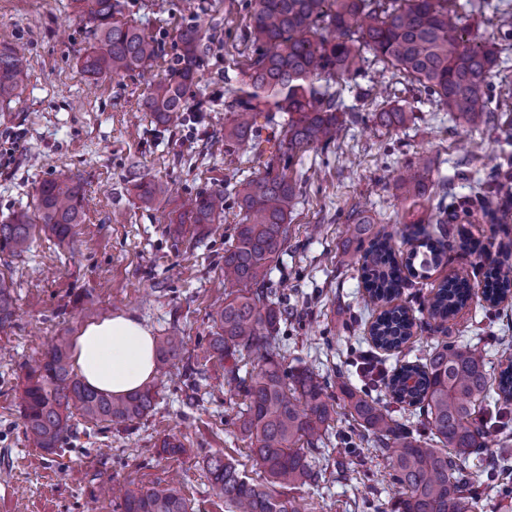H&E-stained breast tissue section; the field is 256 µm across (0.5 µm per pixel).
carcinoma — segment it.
I'll list each match as a JSON object with an SVG mask.
<instances>
[{
	"mask_svg": "<svg viewBox=\"0 0 512 512\" xmlns=\"http://www.w3.org/2000/svg\"><path fill=\"white\" fill-rule=\"evenodd\" d=\"M97 39L82 59L94 79L123 77L151 70L161 58L159 44L123 19L121 0H77ZM253 23L246 39L252 51L236 83L225 89L224 146L250 144L267 156L264 173L236 182L234 205L242 214L232 241L224 247V299L216 312L206 353L230 363L224 368L228 392L242 397L236 422L249 441V459L263 482L249 479L240 463L221 452L206 459L213 487L224 496L228 512H301L281 489L317 484L323 471L312 452L328 447L338 414L327 380L309 369H288L279 344L280 323L288 318L277 289L269 287L271 264L288 243V216L298 198V184L287 170L294 158L310 149L343 138L347 120L341 87L364 72V65L383 64L378 83L394 70L407 76L420 93L467 130L490 120L486 87L502 49L490 35H478L462 24L459 8L471 16L492 10L500 27H512V7L491 0H249ZM178 53L168 77L150 86L140 110L153 121L173 127L184 120L189 100L199 86L203 56L208 49L199 26L176 34ZM28 59L21 47L0 48V103L22 91ZM376 124L397 130L415 119L412 108L398 101L374 114ZM274 135L261 137L263 125ZM430 168L411 166L392 179L393 189L406 198L433 194ZM144 204L168 198L165 183L145 175L133 184ZM225 192L200 193L188 202L193 224H213L224 217ZM81 183L63 172L43 181L34 213L21 211L0 224V253L21 256L30 249L32 229L68 243L83 221ZM346 225L344 255L360 266L370 299L386 308L372 322L373 346L399 351L414 333H440L424 356L400 366L381 379L384 397L373 398L340 385L350 419L347 435L336 447L344 451L377 448L398 486L392 512H479L484 491L470 471V458L483 453L491 421L505 417L512 403V342L501 340L498 375L487 369L484 349L477 343L448 336V319L475 294L465 276L442 281L424 298L414 315L409 306L395 305L406 285L403 273L424 276L442 262L446 250L467 249L444 240L448 211L430 210L419 224H434L440 238L418 242L405 260L394 249L395 233L376 227L363 210H354ZM419 269H414V260ZM512 296V253L483 272L481 297L495 307ZM13 316L10 289L0 280V326ZM68 336L54 337L43 360L29 367L22 396L26 436L49 454L73 435L72 410L96 422L123 424L141 419L156 405L153 383L121 395L88 386L75 372ZM258 367L241 372L252 355ZM181 356L177 336L156 340V365L162 370ZM419 409L413 423L402 415ZM122 512H189L186 498L170 485L126 490Z\"/></svg>",
	"mask_w": 512,
	"mask_h": 512,
	"instance_id": "cac0c4a2",
	"label": "carcinoma"
}]
</instances>
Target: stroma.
<instances>
[{
  "instance_id": "1",
  "label": "stroma",
  "mask_w": 512,
  "mask_h": 512,
  "mask_svg": "<svg viewBox=\"0 0 512 512\" xmlns=\"http://www.w3.org/2000/svg\"><path fill=\"white\" fill-rule=\"evenodd\" d=\"M128 18L162 47L153 71L120 79L93 80L80 58L94 42L76 0H0V46L27 49L29 79L8 107L0 108V222L32 206L40 183L64 168L86 190L85 219L70 244L35 231L20 257L0 253V278L14 297L15 314L0 327V512H122L101 487L131 490L178 477L192 512H225L224 498L207 478L204 460L214 452L246 460L248 442L235 423L239 396L225 392L224 364L206 359L205 348L224 281V248L231 241L238 209L226 203L223 221L187 225L177 234L167 224L169 204L143 205L133 189L140 173L168 183L175 198L223 189L226 182L255 178L264 161L253 153L224 148V90L246 66L242 40L251 25L245 0H122ZM199 24L214 36L205 57L201 112L163 128L140 112L150 83L175 63L173 39L180 27ZM503 51L488 80L495 123L468 131L409 82L395 84L416 119L389 132L374 124V102L366 92L369 73L343 86L342 100L354 111L340 143L296 157L292 176L299 195L288 220V244L272 263L269 285L283 289L288 322L282 342L292 368L314 367L330 384L344 379L356 388L365 380L364 360L392 373L406 357H419L428 333L409 340V356L373 347L370 315L380 312L365 292L357 266L342 262L348 215L360 208L387 231L416 222L431 209L384 187L389 174L408 161L429 160L433 182L448 185L460 202L482 185L487 210L449 221L450 240L459 233L499 243L512 234V30H496ZM478 262L460 249L448 251L427 277L409 278L399 303L418 307L432 285L472 273ZM136 317L153 336L181 337L180 361L155 372V412L121 425L94 424L73 415L74 437L58 453L33 447L25 434L21 396L26 373L54 336H76L88 323L115 315ZM451 336L480 340L491 373H498L499 337L512 339V300L491 308L473 298L448 322ZM176 436L182 454L157 455L164 436ZM316 460L325 468L319 485L287 490L315 512H374L373 499L395 497L391 480L376 482V494L353 492L338 477L355 461L332 449Z\"/></svg>"
}]
</instances>
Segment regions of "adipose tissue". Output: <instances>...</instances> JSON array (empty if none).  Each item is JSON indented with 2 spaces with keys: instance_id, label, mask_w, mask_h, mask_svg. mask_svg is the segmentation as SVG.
<instances>
[{
  "instance_id": "adipose-tissue-1",
  "label": "adipose tissue",
  "mask_w": 512,
  "mask_h": 512,
  "mask_svg": "<svg viewBox=\"0 0 512 512\" xmlns=\"http://www.w3.org/2000/svg\"><path fill=\"white\" fill-rule=\"evenodd\" d=\"M75 364L90 386L112 394L128 393L153 376L155 339L135 317L116 315L80 331Z\"/></svg>"
}]
</instances>
